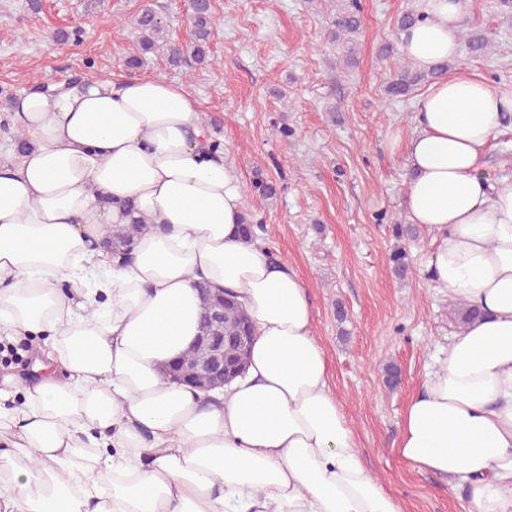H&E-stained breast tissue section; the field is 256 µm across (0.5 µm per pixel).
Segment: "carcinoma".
<instances>
[{
  "instance_id": "obj_1",
  "label": "carcinoma",
  "mask_w": 512,
  "mask_h": 512,
  "mask_svg": "<svg viewBox=\"0 0 512 512\" xmlns=\"http://www.w3.org/2000/svg\"><path fill=\"white\" fill-rule=\"evenodd\" d=\"M338 5L332 17L328 39L341 44L345 58L354 53V38L360 28L359 0H337ZM190 18L194 26L195 41L191 47V58L184 56V50L168 41L164 35V27L155 12L149 8L142 10L137 27L140 32L139 48L141 51H166L168 62L179 67L188 61L197 65L208 62L207 41L211 34L212 3L211 0H190ZM460 39L464 41L467 53L473 58L484 59L493 53L494 42L489 36L479 32L461 30ZM390 63V78L385 91L391 98L408 96L415 86L422 82H430L446 74L451 64L444 62L424 72L408 60L405 54L387 47ZM148 224L145 217L135 219L130 224L114 226L106 230L103 244L112 256L127 258L131 254L138 234ZM202 300L199 321V334L190 349L180 358L178 370H170L167 375L175 377L191 374L196 377L202 389L213 383V377L206 370L208 364L224 361V368L245 366L250 356L254 341L253 326L245 310L235 302L231 295L222 290H212L204 284L198 285ZM222 336L224 343L216 346L211 344V337Z\"/></svg>"
}]
</instances>
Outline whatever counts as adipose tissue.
Returning <instances> with one entry per match:
<instances>
[{"label": "adipose tissue", "instance_id": "1", "mask_svg": "<svg viewBox=\"0 0 512 512\" xmlns=\"http://www.w3.org/2000/svg\"><path fill=\"white\" fill-rule=\"evenodd\" d=\"M414 9L407 58H454L466 0ZM9 112L28 146L0 165V336L50 344L23 402L0 388V512H403L361 463L306 286L241 236V177L189 89L61 82ZM509 114L512 87L457 70L394 141L428 278L482 312L407 401L396 453L468 512H512V187L479 174ZM135 214L150 223L115 267L100 242ZM201 280L255 325L245 373L209 392L162 375L198 333Z\"/></svg>", "mask_w": 512, "mask_h": 512}]
</instances>
